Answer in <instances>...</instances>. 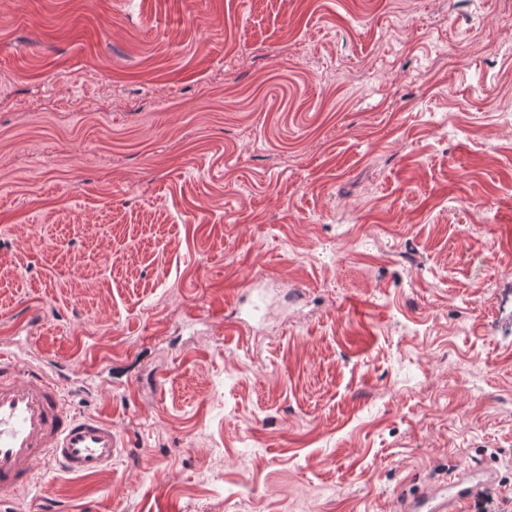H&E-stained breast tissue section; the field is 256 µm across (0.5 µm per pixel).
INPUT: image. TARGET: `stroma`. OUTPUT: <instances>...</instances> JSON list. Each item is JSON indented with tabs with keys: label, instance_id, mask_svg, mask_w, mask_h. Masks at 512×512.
Returning a JSON list of instances; mask_svg holds the SVG:
<instances>
[{
	"label": "stroma",
	"instance_id": "1",
	"mask_svg": "<svg viewBox=\"0 0 512 512\" xmlns=\"http://www.w3.org/2000/svg\"><path fill=\"white\" fill-rule=\"evenodd\" d=\"M510 40L512 0H0V349L122 443L0 512L512 488Z\"/></svg>",
	"mask_w": 512,
	"mask_h": 512
}]
</instances>
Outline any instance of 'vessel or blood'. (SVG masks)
<instances>
[{
    "label": "vessel or blood",
    "mask_w": 512,
    "mask_h": 512,
    "mask_svg": "<svg viewBox=\"0 0 512 512\" xmlns=\"http://www.w3.org/2000/svg\"><path fill=\"white\" fill-rule=\"evenodd\" d=\"M120 441L111 421L68 410L53 370L37 358L0 351V491L18 493L33 482L36 463L51 461L76 476L112 465ZM493 481L491 472L449 474L401 503V512H465Z\"/></svg>",
    "instance_id": "vessel-or-blood-1"
}]
</instances>
